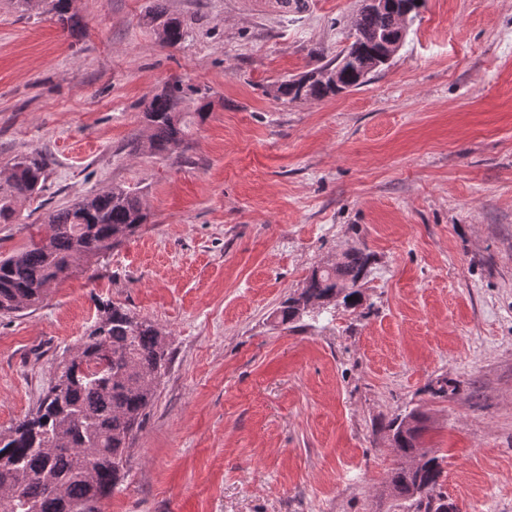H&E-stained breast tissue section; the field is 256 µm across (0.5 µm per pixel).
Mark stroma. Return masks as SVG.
I'll return each mask as SVG.
<instances>
[{"instance_id": "obj_1", "label": "stroma", "mask_w": 512, "mask_h": 512, "mask_svg": "<svg viewBox=\"0 0 512 512\" xmlns=\"http://www.w3.org/2000/svg\"><path fill=\"white\" fill-rule=\"evenodd\" d=\"M189 36L158 42L154 4ZM362 0H73L67 28L0 0V173L46 160L0 254L47 214L138 187L147 224L0 314V427L28 415L114 302L171 363L100 512H406L387 426L428 418L459 512H512V0H424L361 88H271L349 42ZM207 92L183 151L132 154L173 81ZM374 255L357 308L281 323L314 268ZM454 390L433 394L439 381Z\"/></svg>"}]
</instances>
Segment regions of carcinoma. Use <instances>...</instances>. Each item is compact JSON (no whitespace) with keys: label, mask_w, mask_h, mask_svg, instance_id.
<instances>
[{"label":"carcinoma","mask_w":512,"mask_h":512,"mask_svg":"<svg viewBox=\"0 0 512 512\" xmlns=\"http://www.w3.org/2000/svg\"><path fill=\"white\" fill-rule=\"evenodd\" d=\"M17 9L46 6V12L70 26L71 0H15ZM159 43L177 47L188 36L178 17L157 6L145 15ZM350 44L326 63L341 65L339 81L362 86L359 77L377 71L384 43L403 30L398 14L363 9L352 22ZM198 96L192 112L181 103L187 93ZM274 97L283 101L325 99L336 95L321 69L297 79L274 83ZM206 94L174 83L154 95L144 111L145 142L132 140V151L146 147L164 157L181 149L192 126L209 117ZM45 162L38 156L14 159L0 180V223L8 224L21 199L42 190ZM140 190L115 186L92 193L71 206L49 213L44 234L23 250L0 257V314L39 304L53 284L120 245L147 223ZM373 254L352 248L334 267L314 270L300 292L277 310L281 323L303 316L307 305L320 311L344 292L342 303L356 306L355 285L371 267ZM171 361L165 338L154 322L139 318L122 305L106 303L99 317L59 371L35 408L23 421L0 428V512H99L100 501L125 477L127 451L144 424L155 389ZM397 464L389 491L412 512H448V504L422 496L421 489L439 485L440 457L423 447L427 417L416 411L388 424Z\"/></svg>","instance_id":"1"}]
</instances>
